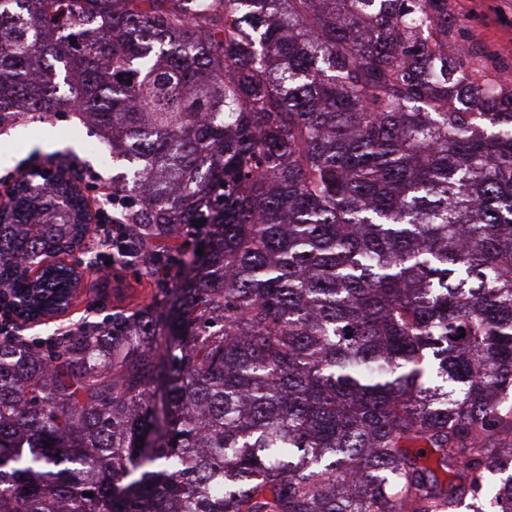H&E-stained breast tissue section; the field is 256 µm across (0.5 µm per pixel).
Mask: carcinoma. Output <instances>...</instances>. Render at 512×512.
Listing matches in <instances>:
<instances>
[{"label": "carcinoma", "instance_id": "cac0c4a2", "mask_svg": "<svg viewBox=\"0 0 512 512\" xmlns=\"http://www.w3.org/2000/svg\"><path fill=\"white\" fill-rule=\"evenodd\" d=\"M74 106L185 274L0 333V512H512V71L448 0H0V125ZM78 181L0 204V288Z\"/></svg>", "mask_w": 512, "mask_h": 512}]
</instances>
